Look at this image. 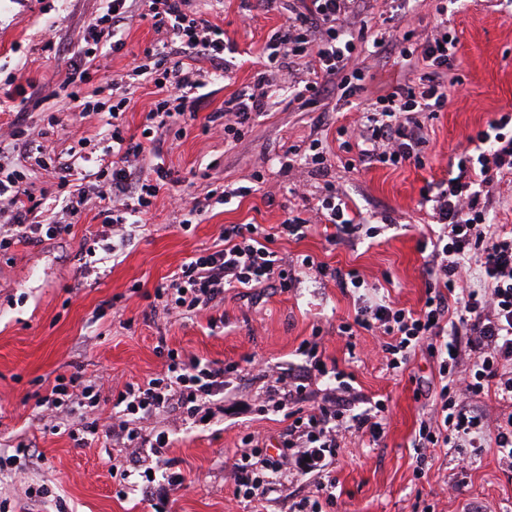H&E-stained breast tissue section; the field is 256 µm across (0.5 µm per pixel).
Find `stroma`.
Listing matches in <instances>:
<instances>
[{"instance_id":"1","label":"stroma","mask_w":512,"mask_h":512,"mask_svg":"<svg viewBox=\"0 0 512 512\" xmlns=\"http://www.w3.org/2000/svg\"><path fill=\"white\" fill-rule=\"evenodd\" d=\"M439 3L408 0L401 14L391 0H371L368 21L375 30L389 21L402 24L422 38L439 18ZM195 6L223 26L238 54L223 80L207 86L186 136L166 140L162 160L176 181L174 190L189 198L202 199L227 186L251 187L257 172L265 182L239 202L210 207L187 229L180 227L170 204L174 190H161L142 226H125L119 247L111 230L88 210L67 234L0 250V449L24 442L42 457L24 473L0 474V490L8 492L13 512H56L54 501L26 499L25 485L41 483L61 495L67 512H153L141 492L119 496L109 441L81 446L68 434L53 432L41 421L37 400L57 375L98 377L102 387L96 407L89 414L75 409L72 418L89 415L99 425L111 424L117 392L125 383L161 373L171 350L226 366L231 395L224 400L223 414L211 421L170 427L171 469L184 481L160 512H291L317 474L281 483L268 500L254 506L234 497L232 466L243 438L254 434L273 447L287 426L283 413L259 411L258 389L244 372L248 360L298 366L306 361L300 352L306 341L318 342L326 364L352 374L361 396L356 410L378 399L387 402L384 433L377 442L353 432L327 457L326 470L336 480V504L329 512H512V477L501 471L495 448L470 450L463 471L455 449L412 448L420 421L440 390L438 364L420 348L405 369L392 370L376 337L366 332L351 341L340 336L338 328L351 321L354 301L335 282L304 271L290 290H232L223 304L188 319L157 307L156 286L199 250L218 244L222 226L270 228L291 212L309 217L306 202L289 189L301 179L313 187L318 181L300 169L285 168L284 156L291 149H307L315 139L337 150L338 128L358 119L335 93L322 111L300 109L292 94V73L298 67L293 61L278 72L266 111L243 139L204 132L208 116L252 82L259 50L281 28L284 15L270 0H224L219 10L210 9L207 0H196ZM102 7V0H0V80L16 76L31 86L29 99L0 113V140L10 141L12 123L22 112L31 139L56 156L66 157L80 133L88 139L87 150H101L102 117L83 113L68 97L64 83L72 55L58 47L73 43ZM448 24L460 38L461 60L450 73L462 83L448 106L424 121L428 162L332 170L337 186L372 227V237L332 244L316 230L298 240L279 237L273 244L292 262L308 254L333 268L358 269L375 284L376 295H389L399 308L420 309L425 298L421 241L433 218L421 202V189L447 177L454 151L467 136L494 113L512 110V6L500 0H460L449 10ZM124 39L121 52L91 63L90 79L80 90L90 98L112 77L128 76L130 103L119 121L137 139L158 90L132 70L157 35L150 22L142 21L127 28ZM363 60L371 98L424 72L419 64L401 69L390 52H368ZM4 164L27 174L29 189L40 202L38 221H54L59 209L54 171L37 167L23 150ZM161 341L166 344L162 351L157 348Z\"/></svg>"}]
</instances>
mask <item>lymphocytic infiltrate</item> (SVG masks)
Listing matches in <instances>:
<instances>
[{
	"mask_svg": "<svg viewBox=\"0 0 512 512\" xmlns=\"http://www.w3.org/2000/svg\"><path fill=\"white\" fill-rule=\"evenodd\" d=\"M106 2L103 13L77 37L78 55L67 83L86 82L91 59L107 49L120 52L125 46V27L134 19L132 0ZM284 8L286 23L266 43L262 69L252 84L224 102L221 129L228 138L245 137L265 112L266 88L288 60L304 62L302 77L292 85L296 97L320 101L336 88L341 100L347 101L365 90L360 40L346 33L344 23L364 13L367 0H285ZM438 12L440 19L425 39H415L413 31L398 26L374 35L373 48L397 53L405 65L423 62L426 71L418 81L397 83L375 101L363 104L356 128H340V147L348 155L345 168L359 163L424 164L428 140L421 116L447 107L451 87L445 76L459 50V37L446 19L447 6H440ZM146 15L159 39L144 50V61L135 72L153 78L161 96L145 115L144 137L139 141L127 137L119 124L128 104L124 97L109 108L103 126V152L111 158L106 165L80 152L64 161L53 158L43 146L32 144L25 129L14 127L10 142L0 143V158L17 148L35 151L36 165L53 167L59 188L69 186L77 173L96 194L66 198L58 220L36 224L32 221L36 203L26 174L14 171L0 177V248L67 233L72 219L94 197L101 203L97 216L103 224L119 228L141 223L159 192L170 184L169 171L159 162L147 164L145 152L156 149L163 136L185 135L187 124L198 117L200 89L222 78L218 64L225 61L231 46L223 29L203 18L191 0H147ZM188 60L194 61L193 69H185ZM305 163L321 181L314 220L292 216L270 230L260 224L225 225L220 232L223 248H207L189 257L156 288L155 298L163 311L192 315L223 302L226 289L262 285L288 289L296 280V268L315 271L342 291L358 295L353 320L338 328L341 335L351 339L364 330L380 337L391 369L405 368L411 352L423 343L436 357L444 383L433 415L420 422L414 447L480 448L490 443L500 468L512 474V413L494 416L472 405L473 400L491 394L512 400V226L493 224L490 218L496 186L512 177V113H495L468 137L448 177L421 191L440 231L430 242L425 299L417 310L369 296L368 283L358 270L332 269L309 255L294 268L272 249L275 237L303 238L315 222L348 239L358 238L363 230L362 222L351 216L344 192L330 179L332 161L321 142L312 141ZM318 348L315 342L303 344L307 361L296 373L276 372L255 362L250 365L265 381L263 401L288 410L291 422L276 454H269L266 446L252 438L241 448L233 467L234 493L246 502L267 500L275 480L323 472L327 454L338 448L346 431L374 439L383 431L384 404L351 415L354 388L345 372L327 367ZM324 379L329 387L323 389L320 401L310 402L311 386ZM226 391L223 367L172 353L164 372L126 383L119 391L115 404L123 418L107 431H100L94 421L68 423L64 430L84 446L106 434L113 447L122 451L116 469L129 480L131 489L140 488L164 500L183 478L166 469L168 433L146 432L145 424L160 418L189 424L209 405L223 400ZM97 396V382L61 374L39 406L45 418L54 422L68 408L94 407Z\"/></svg>",
	"mask_w": 512,
	"mask_h": 512,
	"instance_id": "f902f5d3",
	"label": "lymphocytic infiltrate"
}]
</instances>
